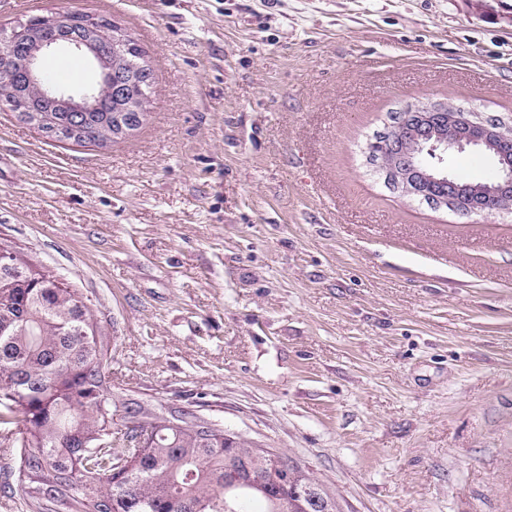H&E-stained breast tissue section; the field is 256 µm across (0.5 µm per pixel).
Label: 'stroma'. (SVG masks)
I'll return each instance as SVG.
<instances>
[{
	"label": "stroma",
	"mask_w": 512,
	"mask_h": 512,
	"mask_svg": "<svg viewBox=\"0 0 512 512\" xmlns=\"http://www.w3.org/2000/svg\"><path fill=\"white\" fill-rule=\"evenodd\" d=\"M0 0L107 16L147 122L60 142L0 108V241L90 299L118 406L292 457L343 512H512V216L390 193L365 145L451 99L512 118V0Z\"/></svg>",
	"instance_id": "stroma-1"
}]
</instances>
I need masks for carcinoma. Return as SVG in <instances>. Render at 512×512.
<instances>
[{"label":"carcinoma","instance_id":"obj_1","mask_svg":"<svg viewBox=\"0 0 512 512\" xmlns=\"http://www.w3.org/2000/svg\"><path fill=\"white\" fill-rule=\"evenodd\" d=\"M86 15L73 13L66 31L45 30L47 39L83 38ZM26 39L0 54L7 73L0 105L17 112L29 102L24 61ZM147 56L133 37L115 48L112 78L125 83L124 94H109L95 112H64L46 102L55 130L49 137L76 144L112 141V125L138 110L148 112L155 80H142L136 69ZM75 120L90 135L73 136ZM371 149L383 167L396 162V152L384 135L375 133ZM419 198L426 201L448 193V185L421 180ZM13 267L0 270V437L17 449V486L0 488L20 493L34 512H248L245 504L260 500L264 512H290L291 489L317 493L315 512H341L336 493L298 463L288 467L282 488L263 492L230 487L224 471L239 458L263 470L270 449L236 437L235 447L210 440L197 431L193 419L159 431L152 446L112 447V405L98 407L110 388L103 369L104 333L92 307L71 283L58 284L45 267L10 246ZM129 456L124 471L114 474L118 457Z\"/></svg>","mask_w":512,"mask_h":512}]
</instances>
